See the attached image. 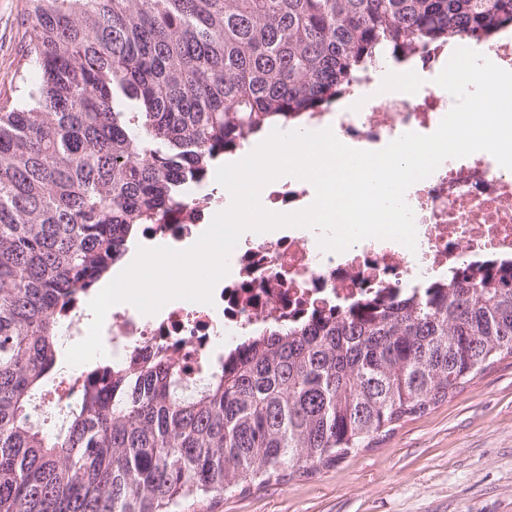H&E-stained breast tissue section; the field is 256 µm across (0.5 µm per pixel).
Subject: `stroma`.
<instances>
[{
    "label": "stroma",
    "mask_w": 512,
    "mask_h": 512,
    "mask_svg": "<svg viewBox=\"0 0 512 512\" xmlns=\"http://www.w3.org/2000/svg\"><path fill=\"white\" fill-rule=\"evenodd\" d=\"M29 0H0V97L23 68ZM180 512H512V357L336 466Z\"/></svg>",
    "instance_id": "stroma-1"
}]
</instances>
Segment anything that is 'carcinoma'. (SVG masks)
Here are the masks:
<instances>
[{"label": "carcinoma", "mask_w": 512, "mask_h": 512, "mask_svg": "<svg viewBox=\"0 0 512 512\" xmlns=\"http://www.w3.org/2000/svg\"><path fill=\"white\" fill-rule=\"evenodd\" d=\"M0 101V512H177L329 467L512 356V262L270 327L188 387L145 356L32 420L60 317L248 135L383 52L512 25V0H30Z\"/></svg>", "instance_id": "obj_1"}]
</instances>
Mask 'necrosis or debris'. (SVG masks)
I'll return each instance as SVG.
<instances>
[{"mask_svg":"<svg viewBox=\"0 0 512 512\" xmlns=\"http://www.w3.org/2000/svg\"><path fill=\"white\" fill-rule=\"evenodd\" d=\"M451 57L447 43L389 53L360 72L330 114L308 112L302 130L330 120L345 145L376 151L405 133L432 134L454 105L435 82ZM265 207L290 213L309 206L313 186L277 183ZM405 199L414 213L416 247L366 239L343 253L322 251L315 235L283 228L255 234L237 248L213 304L171 303L153 315L110 308L102 341L114 360L171 358L202 381L217 346L269 326H294L336 310L387 300L411 288L447 280L452 271L512 258V171L488 152L444 160L414 183ZM216 212L210 194L149 225L145 237L175 249L192 246Z\"/></svg>","mask_w":512,"mask_h":512,"instance_id":"necrosis-or-debris-1","label":"necrosis or debris"}]
</instances>
